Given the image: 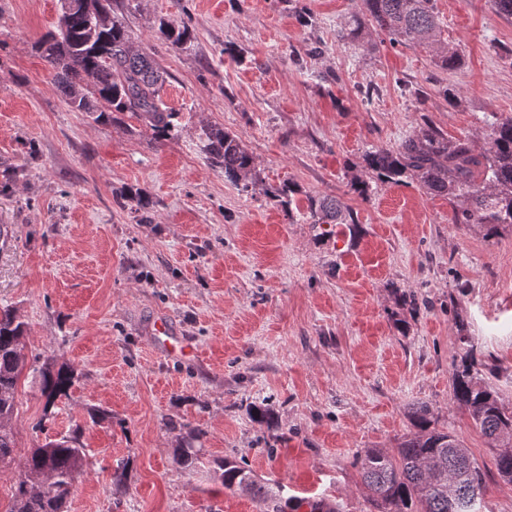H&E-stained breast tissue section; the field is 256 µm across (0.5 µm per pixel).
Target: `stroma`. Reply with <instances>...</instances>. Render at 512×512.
I'll list each match as a JSON object with an SVG mask.
<instances>
[{
	"instance_id": "35a3bbf8",
	"label": "stroma",
	"mask_w": 512,
	"mask_h": 512,
	"mask_svg": "<svg viewBox=\"0 0 512 512\" xmlns=\"http://www.w3.org/2000/svg\"><path fill=\"white\" fill-rule=\"evenodd\" d=\"M434 3L463 56L453 70L379 31L365 48L339 40L356 0H113L134 46L167 73L161 97L178 117L159 141L128 113L94 122L57 88L38 44L60 0H0V170L23 171L0 195V304L26 324L28 356L78 374L51 408L38 376L21 374L0 512L31 448L77 427L88 458L66 512H259L224 489L226 458L281 485L285 512L300 498L369 512L354 458L395 448L414 402L485 465L482 512H512V483L452 397L471 353L512 406V233L488 240L451 223L447 198L415 183L373 178L363 196L351 186L366 151L425 123L454 139L512 117V18L491 0ZM163 20L187 22L191 41L167 47ZM210 125L255 156L253 190L207 160ZM284 183L297 188L289 213L271 196ZM132 188L152 199L151 223L121 207ZM311 196L340 200L354 223H309ZM161 316L193 358L156 349ZM261 403L275 427L252 420ZM97 408L109 419L92 422ZM186 442L199 455L191 471L175 456Z\"/></svg>"
}]
</instances>
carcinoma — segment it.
<instances>
[{
	"label": "carcinoma",
	"mask_w": 512,
	"mask_h": 512,
	"mask_svg": "<svg viewBox=\"0 0 512 512\" xmlns=\"http://www.w3.org/2000/svg\"><path fill=\"white\" fill-rule=\"evenodd\" d=\"M370 27L386 33L397 45L434 48L442 69L453 70L462 63L457 48L437 39L434 0H359L358 10L338 38L358 43ZM158 35L176 48L191 40L185 22L162 21ZM39 50L74 110L90 114L97 123L131 113L142 118L158 140L173 129L177 113L160 96L164 71L130 41L124 23L112 15V0H70L64 20L43 37ZM203 135L202 151L224 170V180L249 191L257 174L253 154L238 136L221 127L210 126ZM483 140L485 151L476 154L470 138L450 140L427 125L395 148L366 152L364 169L379 180L415 181L426 193L448 198L453 223L475 224L492 238L512 229V117L489 123ZM296 192L294 185L284 183L272 197L287 211ZM307 201V216L313 224L355 223L352 212L334 198L311 196ZM123 206L146 214L151 200L131 191ZM25 333L26 326L14 310L0 306V465L13 454L10 422L17 410L16 384L28 365ZM38 373L48 407L67 396L77 378L74 368L57 367L49 356ZM453 398L496 448L493 466L511 483L512 407L504 405L483 381L471 354L455 366ZM408 416L414 431L394 451L366 448L356 455L355 466L375 512H481L484 474L476 459L457 435L436 427L428 404H411ZM80 437L76 427L30 451L13 488L9 512H63L86 457ZM218 466L224 489L250 493L261 512H283L279 493L246 464L224 459Z\"/></svg>",
	"instance_id": "obj_1"
}]
</instances>
